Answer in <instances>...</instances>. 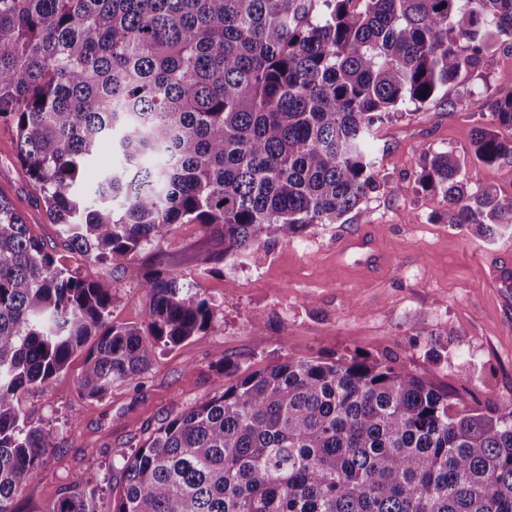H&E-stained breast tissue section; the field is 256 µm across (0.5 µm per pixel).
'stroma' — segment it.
Masks as SVG:
<instances>
[{"mask_svg": "<svg viewBox=\"0 0 512 512\" xmlns=\"http://www.w3.org/2000/svg\"><path fill=\"white\" fill-rule=\"evenodd\" d=\"M510 73L506 44L463 72L447 96L381 124L373 133L379 185L339 223L219 262L211 261L213 244L197 224L174 225L167 241L109 267L85 262L49 224L16 160L11 130L0 126V192L57 265L116 282L108 324L146 318L145 295L123 277L131 263H164L196 282L215 312L205 332L159 349L147 371L102 397L78 386L82 351L46 387L22 393L17 406L28 424L56 428L58 440L23 482L14 512H46L78 476L100 487L97 508L110 512L125 458L167 420L211 396L222 358L243 373L291 358L387 359L468 405L512 402V237L489 241L439 222L448 206L439 192L394 190L417 181L427 147L452 152L473 182L512 196V164H481L472 145L483 101Z\"/></svg>", "mask_w": 512, "mask_h": 512, "instance_id": "35a3bbf8", "label": "stroma"}]
</instances>
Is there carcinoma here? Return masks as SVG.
Masks as SVG:
<instances>
[{"instance_id": "carcinoma-1", "label": "carcinoma", "mask_w": 512, "mask_h": 512, "mask_svg": "<svg viewBox=\"0 0 512 512\" xmlns=\"http://www.w3.org/2000/svg\"><path fill=\"white\" fill-rule=\"evenodd\" d=\"M512 39V0H0V123L64 245L107 266L199 224L219 256L336 224L377 187L371 136L448 93ZM475 127L512 163V74ZM119 163L82 188L105 144ZM419 184L444 224L512 235V196L435 153ZM144 323L108 325L114 282L55 265L0 193V512L57 446L15 401L91 337L80 388L100 397L214 311L171 269L123 267ZM126 460L112 512H512V402L486 410L386 362L295 360L237 375ZM48 512H98L75 478Z\"/></svg>"}]
</instances>
